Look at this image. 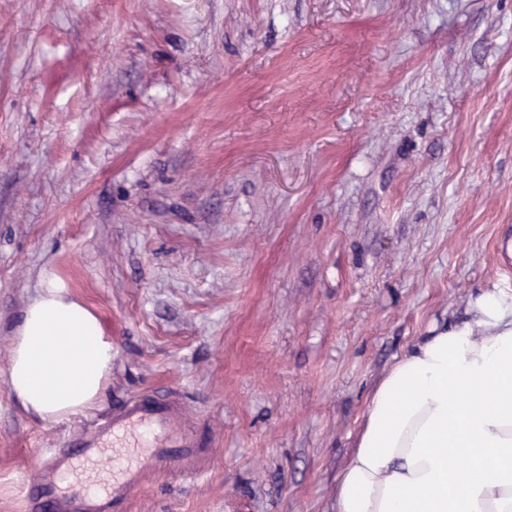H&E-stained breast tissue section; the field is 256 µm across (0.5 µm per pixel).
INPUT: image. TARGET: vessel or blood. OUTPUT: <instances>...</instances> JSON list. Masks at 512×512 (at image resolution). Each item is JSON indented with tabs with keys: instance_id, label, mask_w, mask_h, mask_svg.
Returning a JSON list of instances; mask_svg holds the SVG:
<instances>
[{
	"instance_id": "1",
	"label": "vessel or blood",
	"mask_w": 512,
	"mask_h": 512,
	"mask_svg": "<svg viewBox=\"0 0 512 512\" xmlns=\"http://www.w3.org/2000/svg\"><path fill=\"white\" fill-rule=\"evenodd\" d=\"M209 448L177 398L147 393L46 456L32 498L53 512H123L149 476L202 474Z\"/></svg>"
}]
</instances>
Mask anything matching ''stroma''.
<instances>
[{"label": "stroma", "instance_id": "stroma-1", "mask_svg": "<svg viewBox=\"0 0 512 512\" xmlns=\"http://www.w3.org/2000/svg\"><path fill=\"white\" fill-rule=\"evenodd\" d=\"M510 262L512 0H0V512L148 391L212 446L127 512H335L379 378ZM51 276L112 374L42 420L8 371Z\"/></svg>", "mask_w": 512, "mask_h": 512}]
</instances>
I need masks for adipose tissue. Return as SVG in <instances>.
I'll return each instance as SVG.
<instances>
[{"label":"adipose tissue","instance_id":"1","mask_svg":"<svg viewBox=\"0 0 512 512\" xmlns=\"http://www.w3.org/2000/svg\"><path fill=\"white\" fill-rule=\"evenodd\" d=\"M372 390L335 512H512V294L481 288ZM112 374L98 317L49 283L23 309L9 386L41 419L94 407Z\"/></svg>","mask_w":512,"mask_h":512}]
</instances>
